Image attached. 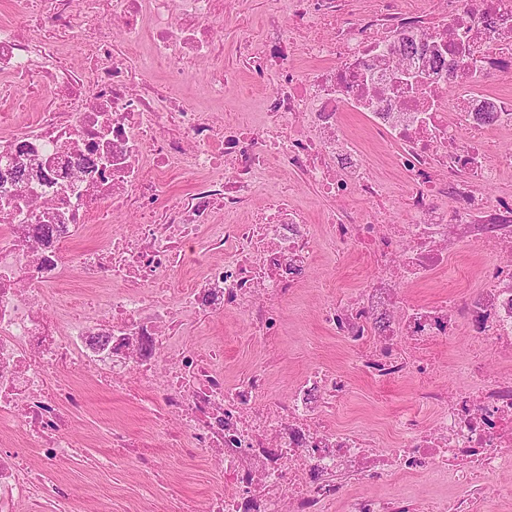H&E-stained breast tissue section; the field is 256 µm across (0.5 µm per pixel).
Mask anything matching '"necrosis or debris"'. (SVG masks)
<instances>
[{
    "mask_svg": "<svg viewBox=\"0 0 512 512\" xmlns=\"http://www.w3.org/2000/svg\"><path fill=\"white\" fill-rule=\"evenodd\" d=\"M17 2L47 25L33 39L0 28V75L42 98L33 121L0 137V512H73L49 476L78 445L84 375L166 447L213 457L202 512H328L339 500L344 512H485L496 480L512 477V201L485 192L512 169L493 138L512 130V96L478 92L476 79L512 74V0H378L355 16L351 0H281L261 45L246 33L238 44L265 89L256 123L215 121L180 92L204 63L223 103L224 27L248 0ZM68 39L86 49L82 69L57 52ZM346 112L394 151L404 193L373 177ZM177 167L184 194L166 181ZM277 168L365 209L327 211L318 231L280 189L239 222ZM118 211L135 226H113ZM93 227L112 235L78 248ZM452 240L485 248L478 293L413 301ZM324 243L373 260L358 289H328L318 309L347 371L311 367L282 395L262 368L225 379L199 324L232 314L261 343L278 340ZM187 266L199 277L181 278ZM73 272L85 292L63 289ZM461 336L479 348L453 364L451 391L422 348ZM355 374L412 385L396 446L337 423ZM397 474L454 492L346 491Z\"/></svg>",
    "mask_w": 512,
    "mask_h": 512,
    "instance_id": "4bbe7bcc",
    "label": "necrosis or debris"
}]
</instances>
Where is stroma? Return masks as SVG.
<instances>
[{"instance_id":"obj_1","label":"stroma","mask_w":512,"mask_h":512,"mask_svg":"<svg viewBox=\"0 0 512 512\" xmlns=\"http://www.w3.org/2000/svg\"><path fill=\"white\" fill-rule=\"evenodd\" d=\"M278 7V0H250L240 24L224 29V68L238 73L242 63L236 54V42L240 27H248L253 36H260L270 17ZM185 90L198 108L214 113L224 119L226 113L236 117L256 115L262 88H252L250 95L239 91L238 81H231L225 93V105L218 108L210 101L205 88L195 78H187ZM345 123L356 136L366 162L374 176L394 190L405 187L404 177L393 165L380 146L368 138L361 117L354 112L346 113ZM292 186L299 202L309 214L312 224H319L322 215L334 206L333 200L321 197L316 190L296 181L293 174L280 173L276 180L265 185V192L281 186ZM482 257L478 244L456 242L448 247V267L436 274L428 283L413 288V297L422 300L438 299L446 295L458 301H466L481 286L477 268ZM371 263L367 255L351 253L331 258L317 255L302 296L288 309L287 329L281 344L284 358L275 360L273 386L278 393H285L289 385L312 365L331 368L345 367L347 353L336 338L316 321L314 306L322 283H336L340 294L356 289L369 273ZM202 336L207 344L223 347L224 369L228 375H236L245 369L264 364L268 354L262 343L248 336L242 324L227 317L206 323ZM86 411L73 417L72 427L79 433L87 456L85 463L63 468L59 477L71 484L77 496L74 512H85L88 503H112L118 512H138L137 491L145 482L156 486L153 512H165L166 494L172 484L182 485L188 496L202 500L208 497L215 486V471L210 459L203 455L192 458L180 456L174 449L157 445L151 448L157 464L154 468H133L115 464L111 473H100L92 460L105 451V430L118 425L134 432L149 428L147 419L137 413L132 405L120 395L97 388L93 383L83 382ZM410 404V391L406 385L379 383L365 376H355L353 388L337 411L341 425L354 427L379 436L389 435L388 423L397 418Z\"/></svg>"}]
</instances>
